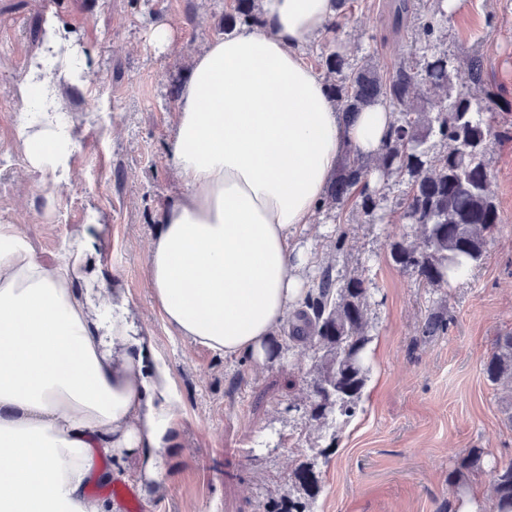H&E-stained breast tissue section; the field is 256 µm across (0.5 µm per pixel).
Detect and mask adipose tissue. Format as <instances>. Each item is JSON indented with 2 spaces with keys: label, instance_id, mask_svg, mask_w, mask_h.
<instances>
[{
  "label": "adipose tissue",
  "instance_id": "adipose-tissue-1",
  "mask_svg": "<svg viewBox=\"0 0 512 512\" xmlns=\"http://www.w3.org/2000/svg\"><path fill=\"white\" fill-rule=\"evenodd\" d=\"M260 25L212 40L189 65L174 112L178 198L159 215L145 279L165 322L221 356L265 362V348L311 284L303 237L346 151L377 154L393 117L381 103L347 119L302 60L338 13L336 0H258ZM91 53L49 20L20 88L14 148L26 173L57 187L75 122L63 108ZM96 230L52 264L19 225L0 223V512H109L91 481L120 479L96 458L140 453L160 483L171 447L168 376L146 372L125 296L93 269ZM112 308L91 315V297Z\"/></svg>",
  "mask_w": 512,
  "mask_h": 512
}]
</instances>
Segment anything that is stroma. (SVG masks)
Masks as SVG:
<instances>
[{
	"label": "stroma",
	"instance_id": "stroma-1",
	"mask_svg": "<svg viewBox=\"0 0 512 512\" xmlns=\"http://www.w3.org/2000/svg\"><path fill=\"white\" fill-rule=\"evenodd\" d=\"M390 0H349L336 46L389 68L412 58L413 27L394 29ZM55 18L93 54L69 88L79 136L69 178L56 195L25 175L12 146L19 88ZM224 0H0V221L20 225L39 257L53 261L65 239L86 224L104 232L97 258L125 289L134 322L171 374L179 406L174 444L161 457L160 491L145 493L139 459L117 462L133 510L108 488L97 495L112 512H264L287 495L291 474L312 465L320 493L315 512H460L465 501L488 505L491 462L512 457V389L491 383L483 364L497 336L512 332V138H490L485 162L501 214L471 276L427 288L393 262L394 241L417 238L395 207L403 179L378 181V215L354 204L322 211L310 244L334 275L362 272L370 281L371 372L360 408L328 439L308 417L312 350L293 343L261 364L221 357L176 336L144 281L148 247L161 210L181 185L171 145L176 100L190 58L219 38ZM169 19L175 43L157 52L152 27ZM440 48L456 68L454 90L470 81L459 59L484 58V85L504 104L493 125L511 119L512 0H461L443 24ZM344 245H337V237ZM449 319L445 335L420 336L433 308ZM336 450L326 453L328 442ZM482 449L487 468L466 473V495L450 478L459 452Z\"/></svg>",
	"mask_w": 512,
	"mask_h": 512
}]
</instances>
